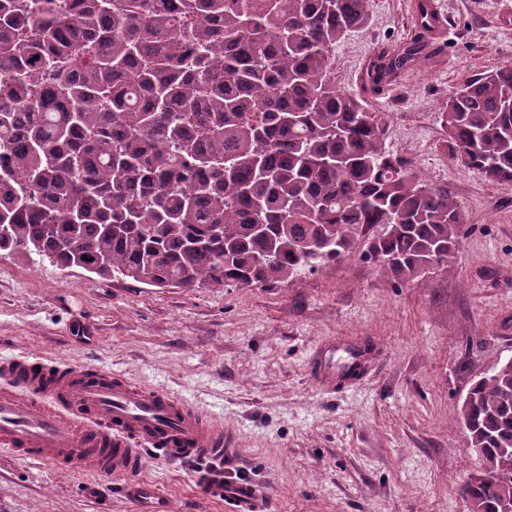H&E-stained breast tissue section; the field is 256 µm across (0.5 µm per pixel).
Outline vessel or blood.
I'll list each match as a JSON object with an SVG mask.
<instances>
[{
	"instance_id": "b4317fda",
	"label": "vessel or blood",
	"mask_w": 512,
	"mask_h": 512,
	"mask_svg": "<svg viewBox=\"0 0 512 512\" xmlns=\"http://www.w3.org/2000/svg\"><path fill=\"white\" fill-rule=\"evenodd\" d=\"M411 8L427 12L425 35L446 32L435 0H413ZM239 454L234 431L162 390L90 364L0 358V457L124 478L126 493L144 500L160 495L140 479L149 460L192 462L199 466L196 491L207 502L227 512H271L260 487L228 477Z\"/></svg>"
}]
</instances>
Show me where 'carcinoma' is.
I'll return each mask as SVG.
<instances>
[{
    "label": "carcinoma",
    "instance_id": "cac0c4a2",
    "mask_svg": "<svg viewBox=\"0 0 512 512\" xmlns=\"http://www.w3.org/2000/svg\"><path fill=\"white\" fill-rule=\"evenodd\" d=\"M370 0H0V252L150 286H267L351 252L400 282L448 268L460 212L386 147L384 113L336 87ZM428 50L373 59L365 88ZM450 160L512 182V68L440 112ZM472 448L512 455V359L459 407ZM512 512V471L459 487Z\"/></svg>",
    "mask_w": 512,
    "mask_h": 512
}]
</instances>
